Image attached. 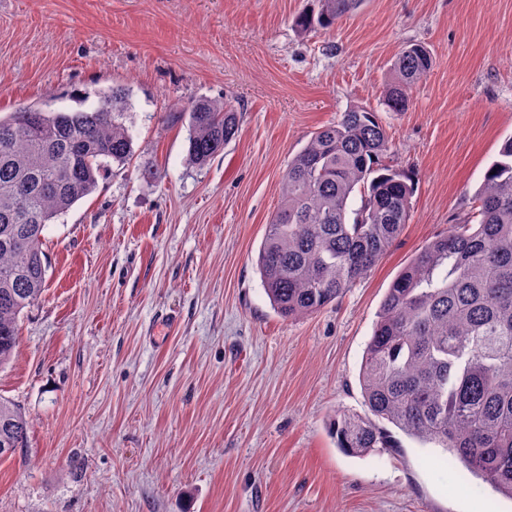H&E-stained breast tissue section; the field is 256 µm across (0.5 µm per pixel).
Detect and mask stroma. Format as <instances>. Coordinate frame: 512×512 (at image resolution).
Returning <instances> with one entry per match:
<instances>
[{"label": "stroma", "instance_id": "1", "mask_svg": "<svg viewBox=\"0 0 512 512\" xmlns=\"http://www.w3.org/2000/svg\"><path fill=\"white\" fill-rule=\"evenodd\" d=\"M314 4L0 0V115L89 112L118 88L133 138L127 164L44 231L47 285L0 370L30 422L0 462V512H512L434 444L402 434L348 456L329 429L367 416L359 373L387 289L471 212L512 136V0H362L299 33ZM412 43L433 67L393 112L384 90ZM227 97L236 140L190 165L170 111ZM354 105L414 175L410 221L336 303L285 319L259 246L289 160Z\"/></svg>", "mask_w": 512, "mask_h": 512}]
</instances>
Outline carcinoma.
I'll return each instance as SVG.
<instances>
[{
    "mask_svg": "<svg viewBox=\"0 0 512 512\" xmlns=\"http://www.w3.org/2000/svg\"><path fill=\"white\" fill-rule=\"evenodd\" d=\"M316 2L295 18L304 33L333 28L358 0ZM432 65L423 45L403 47L386 106L407 111ZM124 111L125 93L112 89L91 112L21 107L0 116V368L12 359L20 316L46 287L47 225L96 189L104 164L130 159ZM185 116L195 166L238 136L240 113L230 101L200 99L169 113L176 122ZM388 150L376 112L352 106L288 162L257 258L282 317L336 301L409 223L414 177L384 162ZM475 203L477 223L465 220L430 240L381 302L359 374L370 416L336 415L330 427L337 447L364 455L399 447L377 421L389 423L444 448L512 499V136L486 169ZM28 431L26 414L0 397V439L19 450Z\"/></svg>",
    "mask_w": 512,
    "mask_h": 512,
    "instance_id": "carcinoma-1",
    "label": "carcinoma"
}]
</instances>
